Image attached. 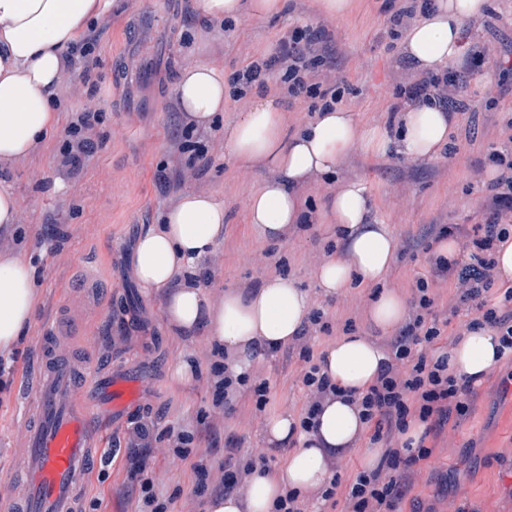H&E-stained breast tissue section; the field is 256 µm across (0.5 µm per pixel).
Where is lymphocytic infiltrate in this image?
<instances>
[{"label": "lymphocytic infiltrate", "instance_id": "obj_1", "mask_svg": "<svg viewBox=\"0 0 512 512\" xmlns=\"http://www.w3.org/2000/svg\"><path fill=\"white\" fill-rule=\"evenodd\" d=\"M431 9L432 0H385L382 11L390 36L402 38ZM490 67L497 77L487 83L486 97L496 100L504 78L512 76V60L490 58L487 48L476 44L467 51L465 69L400 77L394 87L396 101L387 110L395 113L405 103H426L469 112L463 96L467 79ZM273 70L278 73L277 91L292 102L309 101L314 112L342 104L351 90L323 24L295 28L279 39L273 54H248L245 65L230 79L229 97L238 102L251 91H266V79ZM101 121L100 113L91 110L71 121L61 147L67 164L81 165L94 147L92 135ZM506 129L504 148L487 154L499 175L487 186L482 223L470 228L439 227L437 239H455L459 256L451 261L431 259L430 276L410 283L409 318L393 333L385 367L356 399L369 442L380 445L382 453L374 468L348 480L344 490L348 512H400L417 467L432 455L423 440L408 439L411 424L422 425L425 435L437 434L452 416L468 411L473 383L454 374L448 364L449 349L465 332L477 326L491 328L500 338L502 358L512 360V282L501 281L495 259L498 243L512 237V121ZM441 306L446 309L442 315L437 312ZM299 343L304 360L299 376L306 389L301 425L310 429L323 400L341 389L321 374L307 337H300Z\"/></svg>", "mask_w": 512, "mask_h": 512}]
</instances>
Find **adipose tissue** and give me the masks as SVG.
<instances>
[{"label":"adipose tissue","mask_w":512,"mask_h":512,"mask_svg":"<svg viewBox=\"0 0 512 512\" xmlns=\"http://www.w3.org/2000/svg\"><path fill=\"white\" fill-rule=\"evenodd\" d=\"M116 6V0H0V165L27 156L55 127L53 103L67 53ZM488 6L489 0H436L435 12L405 33L404 61L420 73L461 66L472 26ZM285 8L286 0H195L196 12L205 20L245 12L269 19ZM175 93L183 122L207 129L224 109L227 79L223 70L201 60L180 71ZM457 119L456 113L435 105H406L391 133L361 125L352 112L339 107L318 113L312 124L291 136L281 105L260 97L225 127L224 148L241 162L273 168V177L264 179L248 198L247 212L258 237L278 241L300 224L304 213L296 185L334 174L342 158L356 149L436 159ZM322 219L336 226L338 251L316 265L312 292L280 274L263 277L252 288L217 294L201 288L202 262L224 242V206L195 192L182 193L162 223L140 229L128 264L139 288L158 300L170 336L189 343L210 341L226 354L233 374H249L294 343L316 298L340 295L352 285L375 289L369 318L377 331L387 332L405 318L406 298L385 285L398 240L389 225L378 222L365 182L344 183L327 198ZM37 295L29 263L0 259V357H10L31 323ZM498 344L490 329L468 332L450 349V366L458 375L481 378L497 366ZM388 359L387 350L366 336H344L327 344L319 355L321 371L345 389V396L324 402L311 432L301 429L297 410L268 414L261 435L268 449L285 451L283 466L276 471L255 468L241 488L210 495L206 512H273L286 491L305 497L324 489L336 460L365 431L348 395L364 392Z\"/></svg>","instance_id":"obj_1"}]
</instances>
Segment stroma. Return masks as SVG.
<instances>
[{
  "label": "stroma",
  "instance_id": "35a3bbf8",
  "mask_svg": "<svg viewBox=\"0 0 512 512\" xmlns=\"http://www.w3.org/2000/svg\"><path fill=\"white\" fill-rule=\"evenodd\" d=\"M384 0H354L351 13L327 21L333 33L336 62L354 88L345 104L364 125H384L382 108L392 99L402 72L400 44L392 42L380 8ZM500 20L474 24V40L491 54L512 58V0H490ZM122 6L102 23L91 75L99 85L89 95L81 67L66 70L58 103V122L43 143L9 168H0V184L10 187L18 208L19 234H0V257L32 264L39 288L34 317L18 345L12 384L0 391V498L18 494L21 463L20 422L24 407L19 390L36 362L42 338L56 328L75 345L87 346L86 381L94 383L107 369L137 368L146 385L143 401L118 425L104 424L103 448L112 458L100 462L88 483L81 512H138L139 481L130 479L132 450L125 443L129 421H153L155 441L147 458L149 477L168 512H204L195 493L194 462L216 470L228 449L241 455L266 454L259 438L262 415L249 394L238 395L233 411L216 409L210 362L198 345L169 336L157 301L145 298L127 267L126 257L142 225L157 224L185 191L213 195L224 205V243L204 263L213 277L206 288L222 291L251 285L261 276L266 250L283 262L285 276L314 290L313 266L331 239L322 224L296 226L276 243L260 239L246 213L250 194L268 169L238 162L224 149L222 129L208 131L210 163L199 171L185 167L174 150L183 131L175 110V83L182 68L204 58L232 75L253 47L273 53L279 38L298 26L323 21L317 0H287L279 18L235 20L204 28L194 0H121ZM465 95L476 114L460 116L448 133L454 155L419 162L392 152L373 155L354 150L345 156L335 181L301 188L305 209L319 214L325 196L342 182L363 180L379 220L389 224L399 248L386 285L400 289L406 281L428 275L426 247L434 224L480 223L487 194L485 176L473 169L512 118V85L499 105L487 104L485 82L472 77ZM100 111L96 144L79 171L60 164L59 149L68 124L78 112ZM83 258L95 275L90 288L76 287ZM300 348L288 346L261 364L269 385L270 409L301 407L305 389L299 378ZM195 362L199 373L177 382V359ZM512 363L500 362L471 396L469 413L453 434L429 436L432 457L420 467L402 512H448L449 502L467 512H512V387L501 381ZM194 433L189 458L175 454L167 430Z\"/></svg>",
  "mask_w": 512,
  "mask_h": 512
}]
</instances>
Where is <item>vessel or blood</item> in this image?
I'll return each instance as SVG.
<instances>
[{"label": "vessel or blood", "mask_w": 512, "mask_h": 512, "mask_svg": "<svg viewBox=\"0 0 512 512\" xmlns=\"http://www.w3.org/2000/svg\"><path fill=\"white\" fill-rule=\"evenodd\" d=\"M82 371L68 341L57 336L44 343L38 368L21 389L37 406L24 418L21 490L8 499L9 512H80L101 454L96 422L120 418L140 402L143 383L132 373L102 374L83 390Z\"/></svg>", "instance_id": "obj_1"}]
</instances>
